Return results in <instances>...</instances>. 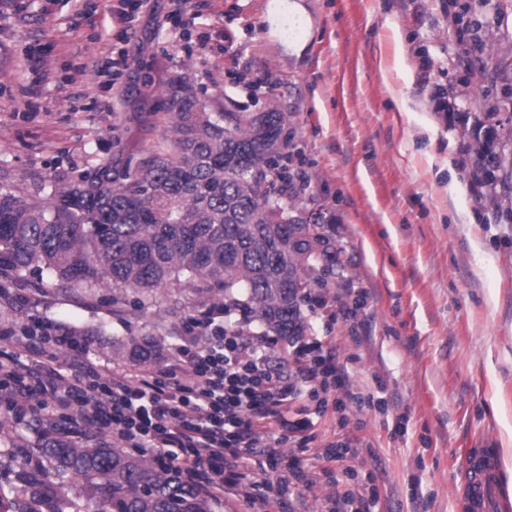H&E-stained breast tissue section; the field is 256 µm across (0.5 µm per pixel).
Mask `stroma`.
Wrapping results in <instances>:
<instances>
[{"instance_id": "1", "label": "stroma", "mask_w": 512, "mask_h": 512, "mask_svg": "<svg viewBox=\"0 0 512 512\" xmlns=\"http://www.w3.org/2000/svg\"><path fill=\"white\" fill-rule=\"evenodd\" d=\"M268 2L147 0L123 28L110 15L119 0H0V189L106 162L133 171L163 133L179 74L212 106L277 103L310 177L298 208L331 218L315 259L328 294L365 292L357 331L321 317L307 333L329 338L355 392L384 402L337 391L344 410L314 417L306 447L285 444L283 465L249 479L288 495L291 512H341L349 488L374 492V512H465L468 449H498L512 474V220L497 209L512 190L475 187L468 137L447 111L512 112V0H300L305 17L282 20L297 53L272 36ZM113 48L128 52L120 75L86 69ZM0 286L31 295L33 319L104 326L106 360L116 339L175 342L215 303L183 289L179 305L160 291L144 307L131 292L116 301L35 275ZM338 440L352 451L330 480L321 456ZM293 459L311 487L284 485Z\"/></svg>"}]
</instances>
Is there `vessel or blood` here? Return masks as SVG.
Here are the masks:
<instances>
[{
	"instance_id": "vessel-or-blood-1",
	"label": "vessel or blood",
	"mask_w": 512,
	"mask_h": 512,
	"mask_svg": "<svg viewBox=\"0 0 512 512\" xmlns=\"http://www.w3.org/2000/svg\"><path fill=\"white\" fill-rule=\"evenodd\" d=\"M500 470L497 451L477 448L469 452L462 472L466 512H512V491L503 484Z\"/></svg>"
}]
</instances>
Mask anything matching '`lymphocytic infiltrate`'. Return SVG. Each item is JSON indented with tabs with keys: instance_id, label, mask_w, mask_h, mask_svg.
Returning <instances> with one entry per match:
<instances>
[{
	"instance_id": "f902f5d3",
	"label": "lymphocytic infiltrate",
	"mask_w": 512,
	"mask_h": 512,
	"mask_svg": "<svg viewBox=\"0 0 512 512\" xmlns=\"http://www.w3.org/2000/svg\"><path fill=\"white\" fill-rule=\"evenodd\" d=\"M237 313L209 308L187 323L170 361L135 371L96 358L94 338L66 325L24 324L11 350L0 351V396L17 418L38 409L50 433L91 434L153 458L213 512H224L228 496L270 512L267 499L245 492L253 460H277L308 429V420L291 418L293 399L308 397L323 413L350 377L321 336L290 344L296 368L282 372L266 337L247 335ZM58 351L70 357L68 372L50 362Z\"/></svg>"
}]
</instances>
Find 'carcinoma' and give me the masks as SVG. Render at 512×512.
Here are the masks:
<instances>
[{"mask_svg":"<svg viewBox=\"0 0 512 512\" xmlns=\"http://www.w3.org/2000/svg\"><path fill=\"white\" fill-rule=\"evenodd\" d=\"M164 135L118 178L103 164L91 175L52 181L43 195L0 191V268L21 279L48 274L91 293L133 291L145 304L170 285L221 296L249 315L263 336L288 342L305 333L299 294L323 244L314 223L291 214L275 189L280 141L288 113L214 112L185 77L166 91ZM467 150L476 178L487 183L512 172L496 152L511 112L472 117ZM154 336L132 337L112 354L133 365L149 361ZM12 477L0 483V512H212V505L177 475L142 454L102 438L76 441L31 435L0 439V460Z\"/></svg>","mask_w":512,"mask_h":512,"instance_id":"obj_1","label":"carcinoma"}]
</instances>
